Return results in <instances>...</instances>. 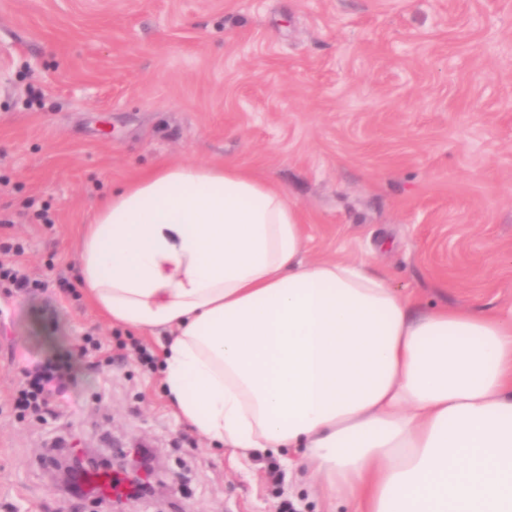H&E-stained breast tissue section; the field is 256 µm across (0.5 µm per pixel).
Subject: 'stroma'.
I'll return each instance as SVG.
<instances>
[{
  "label": "stroma",
  "mask_w": 512,
  "mask_h": 512,
  "mask_svg": "<svg viewBox=\"0 0 512 512\" xmlns=\"http://www.w3.org/2000/svg\"><path fill=\"white\" fill-rule=\"evenodd\" d=\"M164 162L238 166L305 214L308 255L369 259L423 306L512 314V0H0V238L75 294L0 293V512L72 504L39 458L157 457L117 512H324L285 453L239 462L175 416L164 339L80 294L81 238L112 187ZM123 346L94 368L87 335ZM75 353L58 416L19 419L29 360Z\"/></svg>",
  "instance_id": "1"
}]
</instances>
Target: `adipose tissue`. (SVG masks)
Wrapping results in <instances>:
<instances>
[{"mask_svg": "<svg viewBox=\"0 0 512 512\" xmlns=\"http://www.w3.org/2000/svg\"><path fill=\"white\" fill-rule=\"evenodd\" d=\"M80 273L113 322L168 333L173 408L235 457L303 449L354 512H512V317L309 258L278 184L159 164L113 189Z\"/></svg>", "mask_w": 512, "mask_h": 512, "instance_id": "ef3b65f1", "label": "adipose tissue"}]
</instances>
